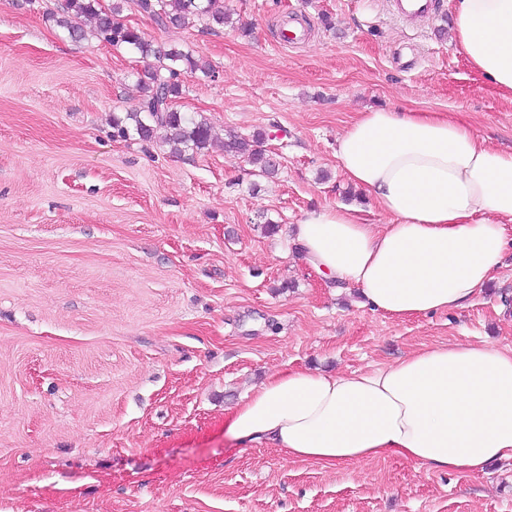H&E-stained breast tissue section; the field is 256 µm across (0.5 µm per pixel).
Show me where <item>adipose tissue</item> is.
Returning a JSON list of instances; mask_svg holds the SVG:
<instances>
[{
    "instance_id": "ef3b65f1",
    "label": "adipose tissue",
    "mask_w": 512,
    "mask_h": 512,
    "mask_svg": "<svg viewBox=\"0 0 512 512\" xmlns=\"http://www.w3.org/2000/svg\"><path fill=\"white\" fill-rule=\"evenodd\" d=\"M471 67L512 97V0H455ZM345 176L388 216L324 206L292 231L311 265L372 310L398 318L466 307L493 279L512 223V152L435 112L362 113L339 138ZM239 445L335 467L384 455L472 474L512 459V348L440 344L364 371L279 372L224 425Z\"/></svg>"
}]
</instances>
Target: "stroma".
I'll return each instance as SVG.
<instances>
[{
	"instance_id": "obj_1",
	"label": "stroma",
	"mask_w": 512,
	"mask_h": 512,
	"mask_svg": "<svg viewBox=\"0 0 512 512\" xmlns=\"http://www.w3.org/2000/svg\"><path fill=\"white\" fill-rule=\"evenodd\" d=\"M65 4L0 0V512H512V459L477 475L395 455L323 468L224 432L281 370L512 348V245L467 307L399 319L326 287L287 233L324 206L385 223L336 158L358 113L437 112L512 152V100L460 53L453 0L414 20L392 0H224L230 24L187 29L128 2L119 22L215 70L182 76L176 106L213 140L178 156L113 137L145 63L71 40ZM292 20L307 35L282 44ZM256 131L270 179L224 151Z\"/></svg>"
}]
</instances>
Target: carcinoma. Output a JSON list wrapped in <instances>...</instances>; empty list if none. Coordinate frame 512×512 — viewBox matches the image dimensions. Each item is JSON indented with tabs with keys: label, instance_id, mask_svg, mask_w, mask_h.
Instances as JSON below:
<instances>
[{
	"label": "carcinoma",
	"instance_id": "cac0c4a2",
	"mask_svg": "<svg viewBox=\"0 0 512 512\" xmlns=\"http://www.w3.org/2000/svg\"><path fill=\"white\" fill-rule=\"evenodd\" d=\"M125 2L112 0L106 7L101 0H66L64 15L55 19L57 26L67 30L70 37L83 39L86 32L80 20L90 18L95 21V36L101 41L113 47L122 46L142 59H153L137 78L142 90L137 108L123 119L112 117L113 136L126 139L135 135L141 141L153 142L163 131L164 143L174 154L207 148L211 139L210 123L202 116L179 111L173 102L182 94V74L199 71L212 78L214 69L190 50L154 43L137 30L117 22L115 16L120 14ZM132 4L164 29L187 27L195 22L222 26L230 19L224 12V0H132ZM263 140L264 133L257 131L249 137H231L224 148L227 153L246 159L256 167L258 175L268 177L274 174L275 167L262 148Z\"/></svg>",
	"mask_w": 512,
	"mask_h": 512
}]
</instances>
